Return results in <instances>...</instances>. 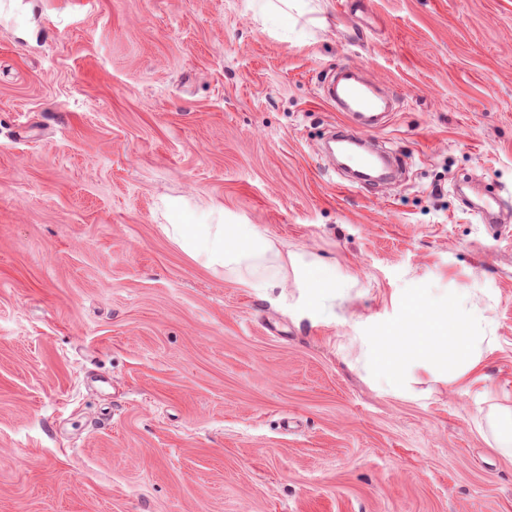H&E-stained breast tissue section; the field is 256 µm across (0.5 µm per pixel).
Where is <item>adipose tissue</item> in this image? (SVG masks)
<instances>
[{"instance_id": "ef3b65f1", "label": "adipose tissue", "mask_w": 512, "mask_h": 512, "mask_svg": "<svg viewBox=\"0 0 512 512\" xmlns=\"http://www.w3.org/2000/svg\"><path fill=\"white\" fill-rule=\"evenodd\" d=\"M167 238L215 273H229L240 284L262 288L268 283V272L299 268L304 273L307 291L329 287L331 277L325 265L315 259L304 260L299 254L281 250L262 236L251 224H167ZM483 337L437 336L422 343L412 323H405L399 335L388 337L382 349L363 340L367 355L373 356L380 376L387 385L399 387L411 380L414 366L443 370L452 382L479 373L483 362Z\"/></svg>"}]
</instances>
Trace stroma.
<instances>
[{
	"label": "stroma",
	"instance_id": "obj_1",
	"mask_svg": "<svg viewBox=\"0 0 512 512\" xmlns=\"http://www.w3.org/2000/svg\"><path fill=\"white\" fill-rule=\"evenodd\" d=\"M245 2L0 0V512H512L484 428L512 410V0ZM347 63L399 101L365 135L389 184L323 157ZM220 218L334 267L333 299L161 230ZM425 298L481 310L484 380L364 367ZM250 4L259 3L258 9L260 14L263 16H268L272 12H278L283 16L291 17V10H297L301 12L304 7L306 0H277V3L274 0H250L248 1Z\"/></svg>",
	"mask_w": 512,
	"mask_h": 512
}]
</instances>
